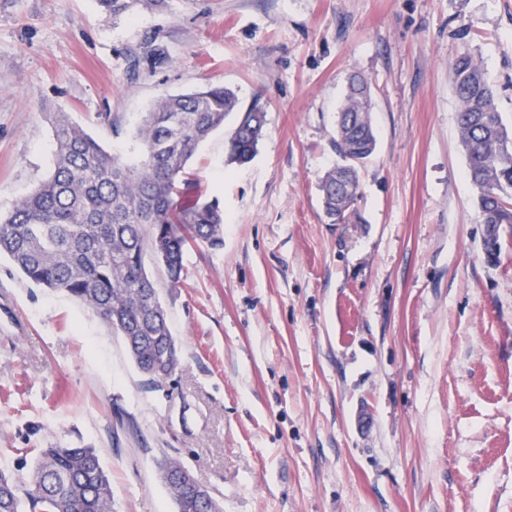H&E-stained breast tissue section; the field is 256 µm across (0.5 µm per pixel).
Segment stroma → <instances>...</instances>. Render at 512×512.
I'll use <instances>...</instances> for the list:
<instances>
[{"mask_svg": "<svg viewBox=\"0 0 512 512\" xmlns=\"http://www.w3.org/2000/svg\"><path fill=\"white\" fill-rule=\"evenodd\" d=\"M163 50L168 64L147 53ZM479 58L512 129V0H0V214L53 169L63 112L135 161L165 94L231 88L266 114L189 162L224 212L170 284L145 266L179 362L157 382L90 308L0 257V465L96 449L112 512H177L179 459L224 512H512V228L483 249L449 65ZM372 87L374 156L344 222L319 184L350 74ZM99 2L106 11L112 13V17H118L135 4L153 9L165 6L167 0H99Z\"/></svg>", "mask_w": 512, "mask_h": 512, "instance_id": "35a3bbf8", "label": "stroma"}]
</instances>
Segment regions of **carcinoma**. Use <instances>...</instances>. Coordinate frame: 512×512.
Wrapping results in <instances>:
<instances>
[{"mask_svg": "<svg viewBox=\"0 0 512 512\" xmlns=\"http://www.w3.org/2000/svg\"><path fill=\"white\" fill-rule=\"evenodd\" d=\"M112 16L135 4L160 8L167 0H99ZM458 99L457 124L478 191V221L487 235L512 224V139L498 112L484 68L469 52L451 67ZM347 90L336 123V152L342 166L326 172L319 191L325 213L345 218L336 190L355 195L359 167L373 156L376 139L369 120L371 88L363 76ZM238 118L229 138V161L249 162L266 124L256 107L238 111L235 93L211 86L159 98L135 132L140 159L127 164L108 154L65 113L53 121L54 169L5 218L0 217V255L30 281L66 293L96 312L121 336L137 368L154 381L165 354L178 361L168 315L145 268V252L178 284L190 241L212 248L224 243L218 205L191 193L187 165L198 146L224 119ZM360 124L348 133L347 122ZM177 512H222L220 503L171 491ZM0 512H112V489L93 448H42L28 474L0 470Z\"/></svg>", "mask_w": 512, "mask_h": 512, "instance_id": "cac0c4a2", "label": "carcinoma"}]
</instances>
